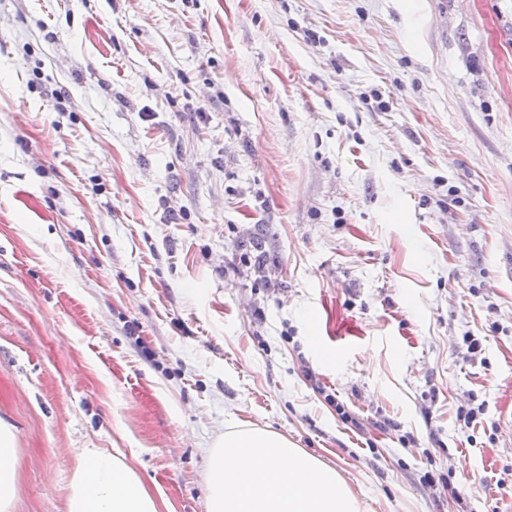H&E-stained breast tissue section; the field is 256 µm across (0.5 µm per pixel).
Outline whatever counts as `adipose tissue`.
Instances as JSON below:
<instances>
[{
	"label": "adipose tissue",
	"instance_id": "1",
	"mask_svg": "<svg viewBox=\"0 0 512 512\" xmlns=\"http://www.w3.org/2000/svg\"><path fill=\"white\" fill-rule=\"evenodd\" d=\"M67 512H160L161 505L141 478L118 456L99 448H78ZM19 450L11 425L0 420V512L17 494Z\"/></svg>",
	"mask_w": 512,
	"mask_h": 512
}]
</instances>
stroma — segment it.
Masks as SVG:
<instances>
[{"instance_id":"obj_1","label":"stroma","mask_w":512,"mask_h":512,"mask_svg":"<svg viewBox=\"0 0 512 512\" xmlns=\"http://www.w3.org/2000/svg\"><path fill=\"white\" fill-rule=\"evenodd\" d=\"M0 419L10 512L243 423L512 512V0H0ZM19 450L11 425L0 420V511L8 512L17 494Z\"/></svg>"}]
</instances>
